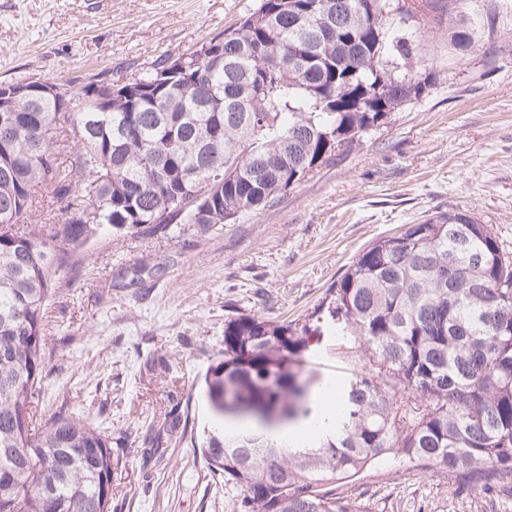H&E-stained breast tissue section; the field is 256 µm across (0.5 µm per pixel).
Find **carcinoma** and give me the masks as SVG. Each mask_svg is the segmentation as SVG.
Returning a JSON list of instances; mask_svg holds the SVG:
<instances>
[{"label": "carcinoma", "instance_id": "1", "mask_svg": "<svg viewBox=\"0 0 512 512\" xmlns=\"http://www.w3.org/2000/svg\"><path fill=\"white\" fill-rule=\"evenodd\" d=\"M399 0H262L239 25L121 86L0 111V512H112V441L83 417L39 413L47 306L102 234L206 229L274 200L416 100L417 29ZM473 43L459 20L452 34ZM81 148L66 170L58 137ZM209 196L198 200L199 187ZM40 186L61 220L32 222ZM326 313L365 368L330 410L307 368L320 331L235 313L207 374L206 437L228 512H368L351 488L396 462L478 485L512 474V259L452 210L374 240L329 288ZM294 422L311 436L277 435Z\"/></svg>", "mask_w": 512, "mask_h": 512}]
</instances>
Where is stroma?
<instances>
[{"label":"stroma","mask_w":512,"mask_h":512,"mask_svg":"<svg viewBox=\"0 0 512 512\" xmlns=\"http://www.w3.org/2000/svg\"><path fill=\"white\" fill-rule=\"evenodd\" d=\"M429 74L422 95L371 135L231 224L99 237L61 272L48 309L43 415L78 411L112 438V512H225L198 448L212 430L205 377L230 310L316 320L361 250L436 212L490 225L512 257V0H466L473 46L449 43L448 0H407ZM260 0H0V82L72 92L120 85L234 28ZM311 363L347 379L365 360L323 324ZM371 512H512V475L481 487L439 466L368 475Z\"/></svg>","instance_id":"35a3bbf8"}]
</instances>
